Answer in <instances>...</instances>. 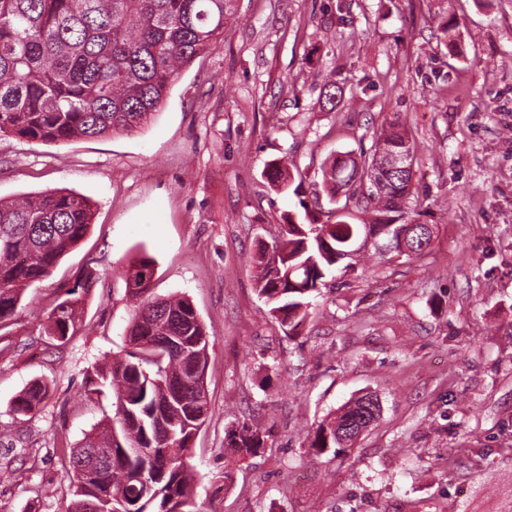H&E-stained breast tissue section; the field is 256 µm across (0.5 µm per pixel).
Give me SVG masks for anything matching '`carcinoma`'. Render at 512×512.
I'll return each mask as SVG.
<instances>
[{"label": "carcinoma", "instance_id": "obj_1", "mask_svg": "<svg viewBox=\"0 0 512 512\" xmlns=\"http://www.w3.org/2000/svg\"><path fill=\"white\" fill-rule=\"evenodd\" d=\"M235 0H0V136L67 142L131 132L158 112L178 71L223 40L224 20ZM416 144L394 120L374 133L369 151L355 158L341 152L322 169L314 199L338 193L372 211L370 221L340 217L319 221L308 202L286 215L281 238L253 258L256 290L287 336L311 315L308 297L351 249L358 233L383 241L381 252L418 259L422 245L410 226L419 220L414 176L380 180L379 161L415 154ZM277 190L291 187L293 174L280 161L266 170ZM89 200L76 193L44 192L20 201H0V327L13 319L23 292L49 277L64 255L87 235ZM153 261L130 263L124 277L137 306L127 329L126 357L106 362L115 396L113 418L96 436L72 449L73 498L68 512H194L186 459L208 417L204 385L209 336L190 301L151 294ZM99 279L96 268L68 289L47 316L45 334L63 342L78 321L81 295ZM166 334L184 337L189 354L166 352ZM37 381L13 400L19 416L34 411L48 394ZM378 396L366 394L319 424L309 448L334 455L356 438L338 431L380 415ZM265 434L247 422L230 434V450L253 457Z\"/></svg>", "mask_w": 512, "mask_h": 512}]
</instances>
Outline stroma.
Instances as JSON below:
<instances>
[{
	"mask_svg": "<svg viewBox=\"0 0 512 512\" xmlns=\"http://www.w3.org/2000/svg\"><path fill=\"white\" fill-rule=\"evenodd\" d=\"M395 119L417 144L430 253L360 252L286 336L250 262L298 203L268 163L294 160L312 191L334 154ZM56 190L88 198L92 225L0 328V512H66L70 450L115 412L95 369L129 348L123 269L143 257L153 295L188 297L210 336L199 512H512V0H236L221 44L137 131L0 137V199ZM89 265L101 279L80 325L49 340ZM36 380L47 397L16 418ZM367 392L382 412L355 447L309 453L308 433ZM245 420L267 446L239 459L227 435Z\"/></svg>",
	"mask_w": 512,
	"mask_h": 512,
	"instance_id": "stroma-1",
	"label": "stroma"
}]
</instances>
